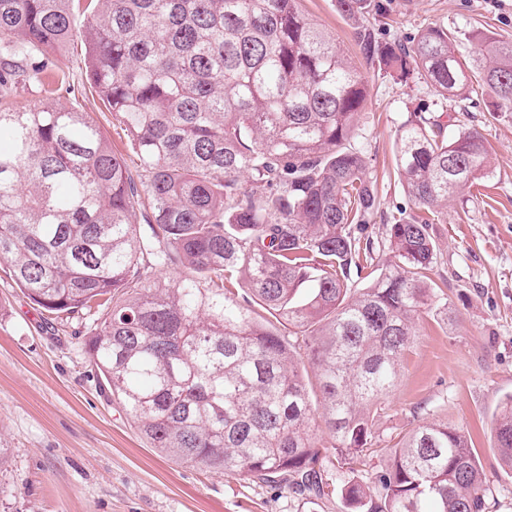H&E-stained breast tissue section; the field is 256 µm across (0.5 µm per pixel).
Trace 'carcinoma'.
Here are the masks:
<instances>
[{"instance_id": "cac0c4a2", "label": "carcinoma", "mask_w": 512, "mask_h": 512, "mask_svg": "<svg viewBox=\"0 0 512 512\" xmlns=\"http://www.w3.org/2000/svg\"><path fill=\"white\" fill-rule=\"evenodd\" d=\"M366 2L336 0L383 76L416 71L443 100L486 92L490 111L512 112V44L468 35L462 59L440 24L379 42ZM76 11L88 90L128 136L134 171L56 98ZM30 82L47 93L40 109H0V266L55 317L98 315L85 352L153 448L252 481L288 475L309 499L329 494L332 457L350 472L345 512H486L477 453L444 421L409 430L367 478L355 469L415 317L441 303L426 282L433 221L491 174L477 131L400 126L397 174L421 214L393 218L376 247L354 231L378 209L370 157L351 145L368 84L299 0H0V92ZM383 247L397 261L382 267ZM371 266L352 287L351 270ZM493 436L512 470V394Z\"/></svg>"}]
</instances>
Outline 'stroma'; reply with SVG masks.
I'll use <instances>...</instances> for the list:
<instances>
[{"instance_id":"35a3bbf8","label":"stroma","mask_w":512,"mask_h":512,"mask_svg":"<svg viewBox=\"0 0 512 512\" xmlns=\"http://www.w3.org/2000/svg\"><path fill=\"white\" fill-rule=\"evenodd\" d=\"M389 36L438 23L449 31L512 43V0H375ZM301 10L333 36L364 75L370 92L354 144L371 157L379 208L368 226L383 238L399 212L415 206L396 173L399 126L443 116L448 134L478 131L493 176L463 187L433 226L437 260L430 285L446 308L416 324L398 383L379 403L375 441L360 467L375 469L385 450L422 421L467 428L485 473L488 512H512V472L500 462L492 422L512 394V112H491L488 96L440 101L427 79L378 73L357 45L336 0H300ZM71 93L64 106L91 113L135 163L106 105L85 94V47H68ZM0 512H344L337 494L311 504L287 482L258 483L173 461L151 448L121 404L100 385L77 321L51 319L0 271Z\"/></svg>"}]
</instances>
